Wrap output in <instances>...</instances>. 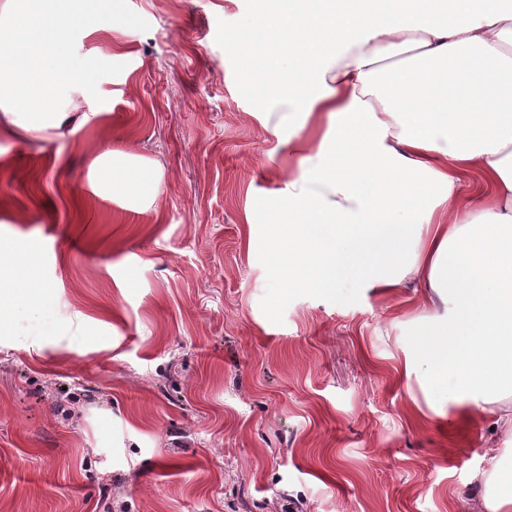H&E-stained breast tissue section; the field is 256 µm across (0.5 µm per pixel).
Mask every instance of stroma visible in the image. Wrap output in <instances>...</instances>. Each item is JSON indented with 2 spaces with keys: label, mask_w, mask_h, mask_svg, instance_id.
Wrapping results in <instances>:
<instances>
[{
  "label": "stroma",
  "mask_w": 512,
  "mask_h": 512,
  "mask_svg": "<svg viewBox=\"0 0 512 512\" xmlns=\"http://www.w3.org/2000/svg\"><path fill=\"white\" fill-rule=\"evenodd\" d=\"M257 6L97 0L121 25L70 47L98 119L0 133V248L35 251L52 313L0 329V512H484L512 492V436L429 417L405 369L446 314L413 274L387 292L278 279L267 199L297 131L243 82L233 39ZM106 150L154 192H103Z\"/></svg>",
  "instance_id": "35a3bbf8"
}]
</instances>
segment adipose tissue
<instances>
[{
  "mask_svg": "<svg viewBox=\"0 0 512 512\" xmlns=\"http://www.w3.org/2000/svg\"><path fill=\"white\" fill-rule=\"evenodd\" d=\"M92 0H0V128L49 136L94 80L69 31ZM287 62L267 72L258 47ZM234 48L297 164L268 206L284 277L330 291L392 289L408 271L448 302L426 354L406 361L431 407L470 403L512 430V11L491 0H261ZM479 188L464 193V175ZM103 191L141 193L145 167L99 157Z\"/></svg>",
  "mask_w": 512,
  "mask_h": 512,
  "instance_id": "ef3b65f1",
  "label": "adipose tissue"
}]
</instances>
